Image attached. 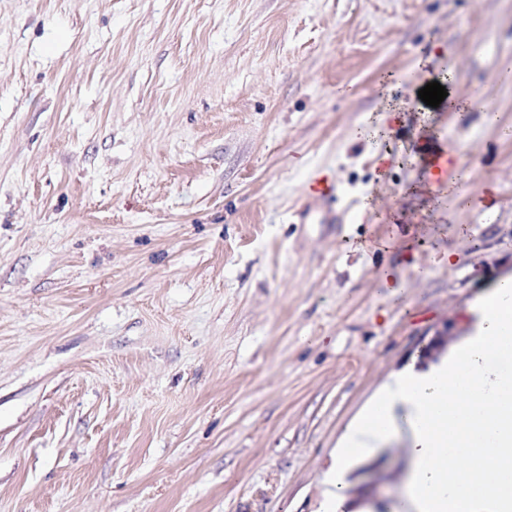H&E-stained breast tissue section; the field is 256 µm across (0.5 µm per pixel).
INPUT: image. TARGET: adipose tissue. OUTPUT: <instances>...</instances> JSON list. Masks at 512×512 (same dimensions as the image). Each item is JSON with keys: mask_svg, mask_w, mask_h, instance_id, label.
Returning a JSON list of instances; mask_svg holds the SVG:
<instances>
[{"mask_svg": "<svg viewBox=\"0 0 512 512\" xmlns=\"http://www.w3.org/2000/svg\"><path fill=\"white\" fill-rule=\"evenodd\" d=\"M474 330L428 366L406 364L340 437L323 512H347L344 477L399 432L410 471L396 512H512V277L472 307Z\"/></svg>", "mask_w": 512, "mask_h": 512, "instance_id": "obj_1", "label": "adipose tissue"}]
</instances>
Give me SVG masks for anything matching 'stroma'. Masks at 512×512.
Wrapping results in <instances>:
<instances>
[{
  "mask_svg": "<svg viewBox=\"0 0 512 512\" xmlns=\"http://www.w3.org/2000/svg\"><path fill=\"white\" fill-rule=\"evenodd\" d=\"M324 169L350 220L299 223ZM508 274L512 0H0V512H320L348 424ZM408 468L395 436L352 503Z\"/></svg>",
  "mask_w": 512,
  "mask_h": 512,
  "instance_id": "1",
  "label": "stroma"
}]
</instances>
